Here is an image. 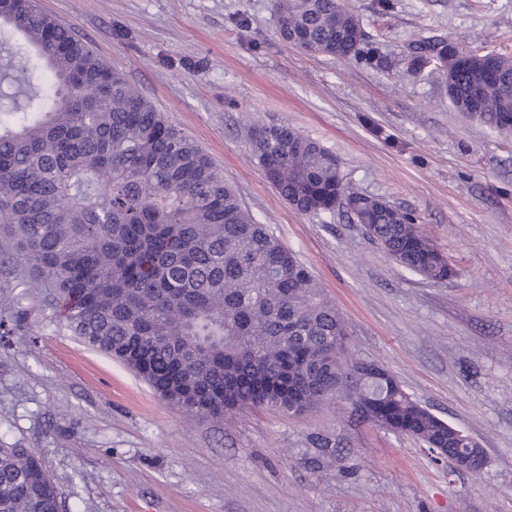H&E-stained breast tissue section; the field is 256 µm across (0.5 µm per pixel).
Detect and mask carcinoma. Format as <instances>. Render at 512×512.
<instances>
[{
	"label": "carcinoma",
	"mask_w": 512,
	"mask_h": 512,
	"mask_svg": "<svg viewBox=\"0 0 512 512\" xmlns=\"http://www.w3.org/2000/svg\"><path fill=\"white\" fill-rule=\"evenodd\" d=\"M286 42L366 64L357 15L340 0H277ZM18 33L54 92L37 95L19 46L0 63V267L10 288H40L65 327L142 377L165 401L202 417L248 407L299 416L348 382L355 409L452 460L479 449L412 398L386 369L345 360L344 322L318 282L266 224L245 212L209 156L170 123L73 28L38 0H0V30ZM435 59L459 112L512 133V56L456 54L420 40L407 71ZM252 152L284 200L303 213L344 197L336 158L288 124L254 130ZM356 223L399 266L434 282L454 270L411 213L355 194ZM37 452L0 448V512H61Z\"/></svg>",
	"instance_id": "obj_1"
}]
</instances>
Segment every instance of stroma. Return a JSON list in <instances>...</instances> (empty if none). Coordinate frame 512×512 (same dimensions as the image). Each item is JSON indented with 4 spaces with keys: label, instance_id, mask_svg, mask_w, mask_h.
<instances>
[{
    "label": "stroma",
    "instance_id": "obj_1",
    "mask_svg": "<svg viewBox=\"0 0 512 512\" xmlns=\"http://www.w3.org/2000/svg\"><path fill=\"white\" fill-rule=\"evenodd\" d=\"M344 0L385 65L281 40L275 0H39L212 159L341 313L346 357L388 370L484 449L480 472L359 417L346 394L293 417L212 420L160 399L83 344L34 288H0V447L40 454L65 512H512V133L458 112L442 73L407 72L445 39L512 55V0ZM283 122L336 156L346 191L413 214L455 274L392 261L346 208L290 206L252 154Z\"/></svg>",
    "mask_w": 512,
    "mask_h": 512
}]
</instances>
